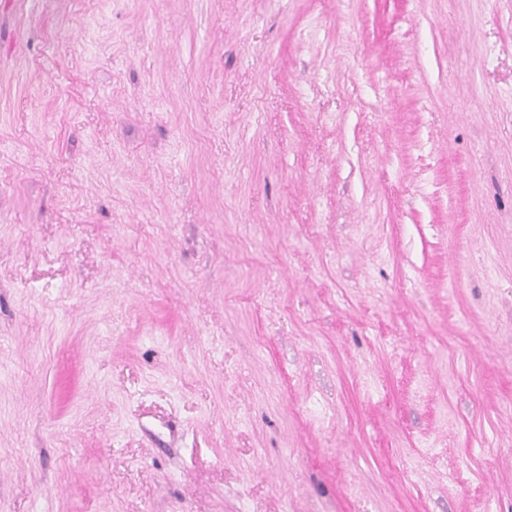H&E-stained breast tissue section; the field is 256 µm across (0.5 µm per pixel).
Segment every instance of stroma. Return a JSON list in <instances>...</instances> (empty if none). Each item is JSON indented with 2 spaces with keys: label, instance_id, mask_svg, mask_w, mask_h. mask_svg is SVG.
<instances>
[{
  "label": "stroma",
  "instance_id": "obj_1",
  "mask_svg": "<svg viewBox=\"0 0 512 512\" xmlns=\"http://www.w3.org/2000/svg\"><path fill=\"white\" fill-rule=\"evenodd\" d=\"M0 512H512V0H0Z\"/></svg>",
  "mask_w": 512,
  "mask_h": 512
}]
</instances>
